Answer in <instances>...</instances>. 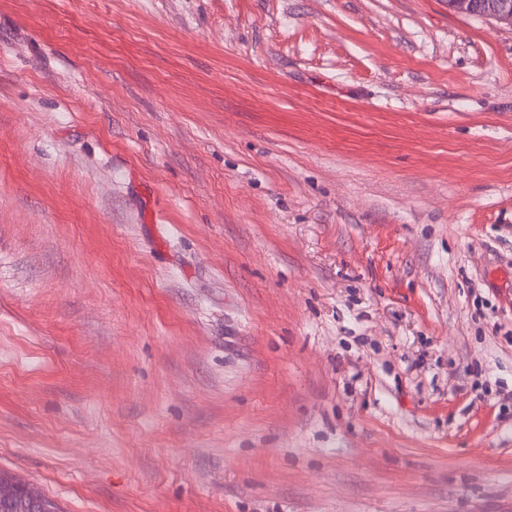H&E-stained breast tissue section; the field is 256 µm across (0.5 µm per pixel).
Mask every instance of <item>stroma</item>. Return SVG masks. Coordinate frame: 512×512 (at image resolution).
<instances>
[{"label": "stroma", "instance_id": "stroma-1", "mask_svg": "<svg viewBox=\"0 0 512 512\" xmlns=\"http://www.w3.org/2000/svg\"><path fill=\"white\" fill-rule=\"evenodd\" d=\"M0 470L61 512H512V27L0 0Z\"/></svg>", "mask_w": 512, "mask_h": 512}]
</instances>
